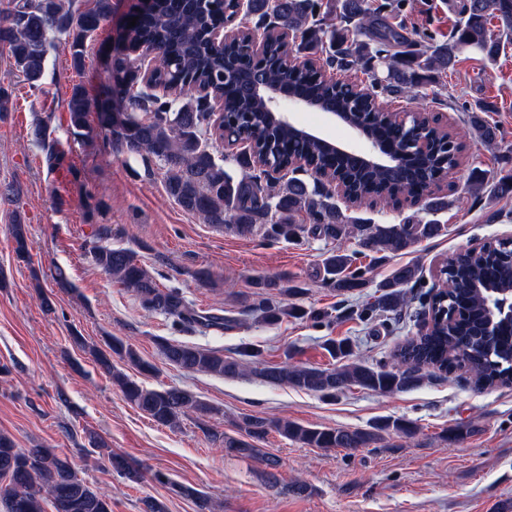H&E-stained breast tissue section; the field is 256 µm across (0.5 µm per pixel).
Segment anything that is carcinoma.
I'll list each match as a JSON object with an SVG mask.
<instances>
[{
    "label": "carcinoma",
    "mask_w": 512,
    "mask_h": 512,
    "mask_svg": "<svg viewBox=\"0 0 512 512\" xmlns=\"http://www.w3.org/2000/svg\"><path fill=\"white\" fill-rule=\"evenodd\" d=\"M238 7L257 17L249 34L261 37L267 46L265 56L258 61L245 58L234 48L223 55L209 48L208 33L231 18ZM111 17L112 0H94L86 9L66 6L63 0H8L0 8V49L7 52L15 71L35 87L44 75L48 51L57 40L68 44L72 67L84 70L87 43ZM284 27L300 38L296 47L280 41L279 30ZM414 36V31L372 12L366 0H328L325 4L322 0H246L241 5L236 0H156L153 10L140 17L128 36V46L113 54L108 82L94 95L82 84L72 87L67 101L68 129L74 135L90 136L88 116L95 112L98 129L113 149L159 162L165 169L168 196L206 224L236 230L268 224L275 238L288 241L304 229V223L312 224L313 233L337 242L336 251L323 262L325 284L335 291L352 293L365 287V280L362 274L350 271L356 257L346 252L344 242L356 238L375 253H395L441 235L444 225L435 220L427 224H372L346 214L323 182L297 176L281 184L264 180L241 156L235 158L240 174L230 173L224 168V158L210 150V108L193 86L209 88L228 104L224 117L228 135L237 136L253 125L265 126L268 135L256 142L254 149L273 164L286 166L293 159H302L329 176L343 175L350 204L357 207L370 203L373 195L393 193L401 184L410 193L419 187L426 193L422 209L435 212L443 202L431 196L427 182L444 169L461 165L453 145L455 134L430 127L424 120L401 126L391 118L384 102L331 82L307 63L293 61L295 54L315 57L325 53L333 61L368 72L371 62L381 59L387 69L386 89L409 93L431 75L454 68L465 54L475 53L495 64L512 45V0H462L455 28L429 55L414 49ZM133 52L151 57L154 67L150 80L143 81L140 69L132 64ZM257 71L294 95L320 101L318 109L351 113V121L369 136L389 139L404 149L409 148L413 130L421 127L437 140H448V156L410 154L407 164L395 172L374 171L348 158L330 156L318 143L268 120L266 105L251 93L248 82L238 79L242 72ZM486 110L484 104L472 110L468 124L478 138L493 142L497 129L482 117ZM33 137L48 168H62L66 156L50 120L37 123ZM10 231L17 258L27 260L28 226L21 215L14 216ZM88 253L96 267L133 290L144 306L176 319L184 328L224 329L223 316L202 315L188 305L180 289L160 288L131 250L92 239ZM454 261L445 275L448 288H440L434 295L432 326L401 345L389 364L374 366L350 360L351 343L341 338L324 343L332 357L348 360L338 368L295 364L288 355L278 364L255 366L252 373L267 383L286 384L328 398L351 386L393 393L411 388L431 374L457 370L470 374L482 387L512 385V322L492 316L486 303L489 293L475 288L483 283L502 292L512 289V239L486 241L477 250L457 255ZM418 279V268L413 265L396 269L362 303L360 314L369 318L400 314L406 306L402 287ZM254 286L278 291L279 300H265L255 308L258 319L266 324L307 314L321 317L289 303L302 292L291 279H259ZM159 348L170 364L185 371L222 378L242 372L243 361L229 360L221 350L166 339L159 342ZM92 353L124 398L160 425H176L190 409L213 411L187 391L150 389L114 369L112 356L116 355L140 374L154 370L132 344L118 336L110 337L105 348H94ZM238 429L241 436L222 437L224 452L244 459L262 457L269 466L277 461L264 456L256 442L271 430L309 448L323 449L365 448L388 432L407 437L413 434L410 423L390 418L373 423L368 430H348L244 415ZM100 460L130 482L142 479L140 469L121 455L109 453ZM156 479L206 506L201 491L161 474ZM0 507L3 512H112L110 498L78 478L68 457L53 448H20L6 433H0Z\"/></svg>",
    "instance_id": "obj_1"
}]
</instances>
